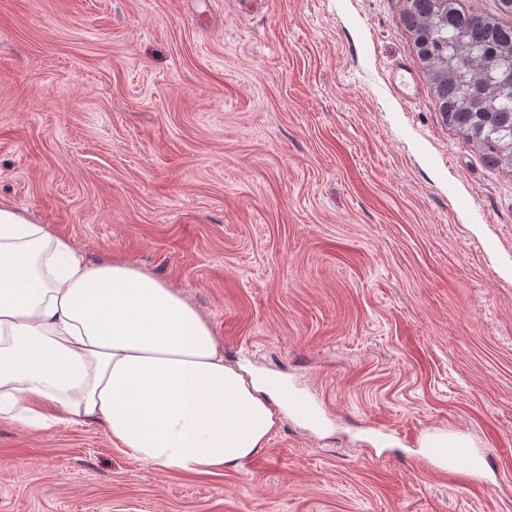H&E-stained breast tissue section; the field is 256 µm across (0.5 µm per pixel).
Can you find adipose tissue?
Instances as JSON below:
<instances>
[{
  "instance_id": "obj_1",
  "label": "adipose tissue",
  "mask_w": 512,
  "mask_h": 512,
  "mask_svg": "<svg viewBox=\"0 0 512 512\" xmlns=\"http://www.w3.org/2000/svg\"><path fill=\"white\" fill-rule=\"evenodd\" d=\"M169 282L0 205V419L103 427L153 470L251 459L277 419Z\"/></svg>"
}]
</instances>
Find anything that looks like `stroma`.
Returning a JSON list of instances; mask_svg holds the SVG:
<instances>
[{"instance_id": "35a3bbf8", "label": "stroma", "mask_w": 512, "mask_h": 512, "mask_svg": "<svg viewBox=\"0 0 512 512\" xmlns=\"http://www.w3.org/2000/svg\"><path fill=\"white\" fill-rule=\"evenodd\" d=\"M406 5L0 0V203L171 282L323 417L273 400L211 474L1 419L0 512H512V168L445 122ZM440 433L483 485L424 472Z\"/></svg>"}]
</instances>
